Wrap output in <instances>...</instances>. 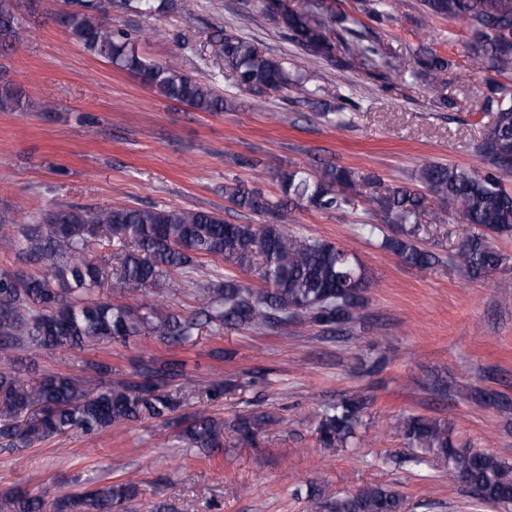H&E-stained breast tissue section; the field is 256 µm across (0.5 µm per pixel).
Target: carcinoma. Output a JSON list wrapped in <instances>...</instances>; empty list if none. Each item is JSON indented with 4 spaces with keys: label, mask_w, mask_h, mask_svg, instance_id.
<instances>
[{
    "label": "carcinoma",
    "mask_w": 512,
    "mask_h": 512,
    "mask_svg": "<svg viewBox=\"0 0 512 512\" xmlns=\"http://www.w3.org/2000/svg\"><path fill=\"white\" fill-rule=\"evenodd\" d=\"M414 23L424 29L432 19L462 21L472 71L484 77L482 112L494 114L491 130L477 146L487 170L467 171L440 163L423 165L415 174L421 188L390 186L375 174L327 164L317 171L296 168L278 175L282 197L272 201L259 191L235 183L224 187L232 204L271 218L266 224H239L210 212L156 206H119L88 210L67 206L50 211L39 224H0V241L17 240L18 259L36 271L0 272V447L19 451L37 442L74 433L97 434L114 426L155 420L178 428L188 448H219L224 429L244 440L273 422L265 412L232 420L205 411L179 413L193 398L215 400L224 382L189 376L182 362L140 359L133 374L117 373L103 362L85 365V376L48 374L37 385L21 377L18 365L33 350L81 349L101 343H125L136 336H155L172 345L193 344L205 332L224 327L246 331L308 322L333 334L361 319L363 292L370 276L349 250L319 239L299 238L284 226L288 210L299 207L335 212L349 204L361 187L381 223L395 235L385 246L412 267L426 268L436 257L414 241L416 224L448 219L453 207L462 223L480 232L466 236L456 255L474 275L498 269L504 261L486 241V233L512 232V191L500 174L512 160V0H421ZM129 0H69L58 22L85 51L133 74L146 87L200 112H222L226 100L209 83L194 78L174 60L156 63L137 51L138 37L112 23V5ZM19 0H0V57L19 40ZM174 0H137L147 17L169 8ZM285 37L302 52L338 66L357 58L376 69L383 61L381 37L398 17L389 0H357L358 15L335 11L326 0H308L295 10L279 4ZM365 16L376 24L370 27ZM218 53L240 90L256 97L288 94L313 108L321 105L319 87L288 70L287 62L260 50L239 35L219 37ZM412 75L423 82L432 101L448 104V70L453 60L432 43L421 44L412 58ZM31 107L23 90L0 82V111ZM119 251L104 259L97 249L112 244ZM228 257L241 267H256L265 283L250 288L236 279L198 286L196 306L186 315L163 302L148 303L152 292L173 298L183 293L189 273L200 259ZM126 299L114 303L98 297L102 283ZM366 401L351 398L326 412L316 427L320 444L336 448L354 436ZM402 428L425 455L395 462L420 465L433 457L452 471L451 478L471 488L476 502L512 501V464L494 454L463 448L453 441L448 424L411 416ZM138 494L134 481L48 501L28 490L0 500V512H112V505ZM403 497L389 486L370 485L343 498L311 496V512H402Z\"/></svg>",
    "instance_id": "1"
}]
</instances>
